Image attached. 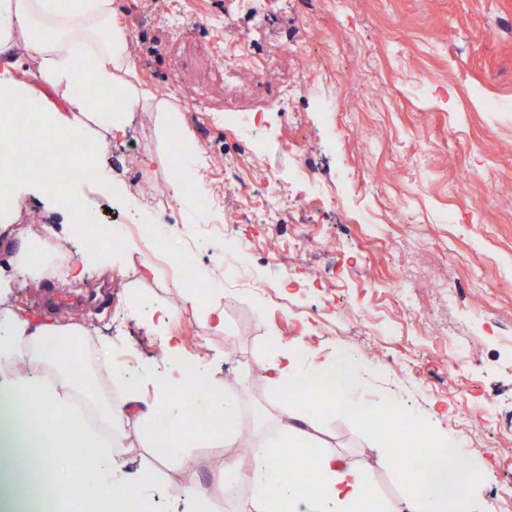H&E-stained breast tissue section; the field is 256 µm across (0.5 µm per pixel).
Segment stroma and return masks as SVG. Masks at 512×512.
Returning <instances> with one entry per match:
<instances>
[{"label":"stroma","mask_w":512,"mask_h":512,"mask_svg":"<svg viewBox=\"0 0 512 512\" xmlns=\"http://www.w3.org/2000/svg\"><path fill=\"white\" fill-rule=\"evenodd\" d=\"M117 2L134 38L132 80L174 106L205 180L182 178L185 196L172 199L178 143L160 136L150 107L112 143L109 190L96 181L72 189L114 233L154 224L189 247L196 291L222 305L224 327L185 304L160 254L134 240L110 271L85 281L60 285V264L41 286L15 283L11 307L31 319L83 323L82 349L111 344L129 375L160 362L166 337H175L238 400L241 435L260 443L282 412L308 401L304 392L273 397L267 385L283 346H303L311 367L353 356L361 404L385 413L396 400L415 419L445 408L441 424L462 456L486 466L475 488L482 512H512L496 502L512 482V209L503 204L512 196V0ZM228 11L237 16L229 27ZM179 12L211 19L176 31L170 19ZM228 48L268 65L259 77L231 78ZM291 86L301 93L289 103ZM256 110L262 121L249 136L225 129V113L244 124ZM228 166L259 188L280 177L279 223H238ZM299 167L314 186L288 181ZM318 188L332 205L314 201ZM13 213L29 240L50 235L68 252L86 243L35 185L18 187ZM371 214L374 224L361 226ZM145 262L155 276L143 282ZM292 263L317 285L281 286ZM442 283L458 293H440ZM142 299L176 307L164 332L131 319ZM403 302L416 319L400 320ZM458 340L469 356L455 368ZM314 422L317 440L370 471L382 501L399 502L404 488L373 429L340 409ZM126 433L129 471L144 465L159 474L152 512H170L188 485L205 490L210 512H255L251 495L224 498L223 449H193L186 468L152 455L146 429L133 424Z\"/></svg>","instance_id":"obj_1"}]
</instances>
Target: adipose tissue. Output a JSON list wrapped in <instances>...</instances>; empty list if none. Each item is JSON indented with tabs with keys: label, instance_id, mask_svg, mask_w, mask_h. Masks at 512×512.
I'll return each instance as SVG.
<instances>
[{
	"label": "adipose tissue",
	"instance_id": "obj_1",
	"mask_svg": "<svg viewBox=\"0 0 512 512\" xmlns=\"http://www.w3.org/2000/svg\"><path fill=\"white\" fill-rule=\"evenodd\" d=\"M113 12V0H0V100L34 112L39 128L57 143H79V151L68 158L76 171L104 172L113 137L125 131L134 114L147 104L164 114V133L180 128L168 101H153L149 90L131 81L130 43L114 25ZM20 43L38 60L40 80L63 90L67 112L46 107L29 88L12 79L10 70L17 64L13 50ZM82 53L93 60L84 72L77 68ZM56 249L47 240L37 248L21 243L9 259V270L0 269V467L20 484L41 490L56 486L61 502L77 506L79 512H146L156 476L149 469L129 473L126 461L117 455L127 425H145L153 455L186 466L193 448L234 444L239 406L207 375L198 374L195 407L219 418L221 424L197 429L189 440H181L187 414L177 393L187 382L188 364L179 346L170 343L162 353L165 370L154 381L164 412L141 399V379L125 376L123 399L101 404L98 411L104 428L91 429L71 403L77 388L74 377L66 375L49 383L37 373L41 367L65 365L79 349L86 328L57 320L35 321L6 304L15 276L27 275L35 282L44 278L47 260ZM354 376L350 359L313 368L297 352L286 350L273 366L271 384L277 391L294 392L306 383L327 379L333 394L326 407L359 409L368 424L379 425L373 410L359 407ZM24 397L43 402L45 419L54 423L37 441L43 453L35 466L17 455L30 443L28 416L19 406ZM406 417L405 407L396 406L395 425L386 436L407 486L397 506L388 508L379 501L364 468L314 444L308 416L294 414L279 424L276 439L254 456L250 484L255 512H474L479 470L449 466L448 453L457 442L449 432L431 429V417L409 428L403 425Z\"/></svg>",
	"mask_w": 512,
	"mask_h": 512
}]
</instances>
